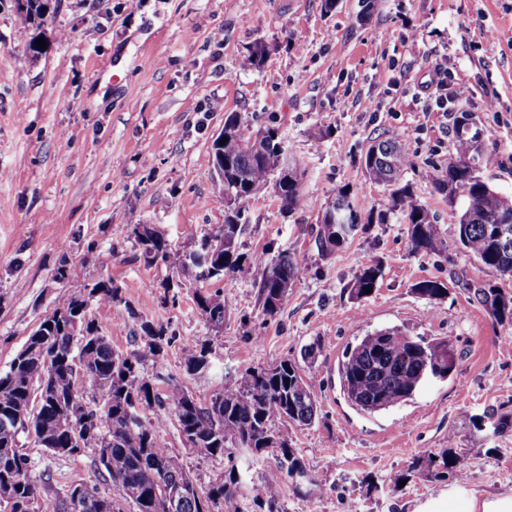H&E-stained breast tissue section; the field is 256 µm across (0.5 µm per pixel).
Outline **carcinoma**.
Listing matches in <instances>:
<instances>
[{
    "label": "carcinoma",
    "mask_w": 512,
    "mask_h": 512,
    "mask_svg": "<svg viewBox=\"0 0 512 512\" xmlns=\"http://www.w3.org/2000/svg\"><path fill=\"white\" fill-rule=\"evenodd\" d=\"M266 53L265 44L255 43L245 56L248 67L261 68ZM477 136L478 130L469 132L461 119L455 120L448 163L436 170L433 184L442 195L462 197L458 242L463 251L478 267L512 279V239L505 240L498 234L504 225L512 229V198L491 189L477 175V168L458 166L467 159L478 163ZM224 140L223 145H211L212 164H224V223L210 234L215 240L216 273L206 276L218 282L251 269V262L238 253V238L246 224L250 202L260 191L275 185L281 208L290 213L301 201L297 168L284 171L285 147L277 127L267 126L253 134L231 112L224 119ZM363 167L371 181L388 189L389 204L385 209L362 208L355 203L352 188H338L332 201L343 207L352 230L361 224H387L396 217L406 225L412 252L431 255L447 250L434 215L419 203L413 183L406 178L412 161L398 141H373L364 150ZM342 232L343 225H336L333 232L326 220L320 221L316 245L321 254L329 255L347 242ZM132 234L146 263L163 264L184 276L191 274L187 254L172 248L155 229L136 224ZM299 272L300 264L287 253L279 255L268 267L259 284L264 315L272 318L280 312ZM382 276L379 262L364 261L349 284L351 298H368L365 288H377ZM465 286L492 320L501 326H512L511 294L474 279L467 280ZM415 292L439 299L446 288L440 281L424 280L415 285ZM91 297L105 303H124L120 288L110 279L72 291L55 302L51 313L13 358L9 370L0 372V491L11 487L10 512H66L68 499L58 495L48 480L37 487L28 457L18 445L19 434L27 433L42 447L69 457L77 456L73 449L81 444L86 449L99 447L98 439L84 437L80 419L62 424L50 400L34 404L33 398L44 383L53 396L64 400L82 397L89 390L107 400V407L97 405L99 399L92 400L91 406V412L98 413V434L108 440L112 458L109 466L103 457H97L98 470L112 482L123 501L135 505L136 512H259L263 508L282 512L278 482L283 478L295 483L298 492L309 495L300 484L306 468L292 448L288 430L282 429L287 423L308 426L317 416L315 387L295 362L283 359L250 370L241 378L224 383L201 403L160 363V356L175 342L166 326L141 320L128 311L137 334L149 338L146 350L130 354L115 351L91 319L86 320V326H78L80 334L76 336L63 330L56 315L72 312ZM195 303L210 326L224 325L229 301L223 290L199 292ZM182 352L185 371L195 374L208 367L212 349L204 341L187 339ZM68 353L80 364L74 367L45 362L47 355ZM149 356L155 364L151 373L144 367ZM455 359V347L449 339H428L396 327L383 328L356 338L345 349L339 366L341 385L357 408L380 412L411 399L432 375L439 381L451 377ZM133 399L142 402L143 413L156 408L170 410L186 445L203 458L224 459L228 477L206 487L198 485L162 443L153 424L145 422L143 415L136 422L128 421L125 405ZM490 422L495 436L512 430V414H493ZM269 446L279 449L274 456L277 485L272 488L270 480H265L250 499L246 494L249 469H239L236 460L242 455L254 458ZM467 465L465 454L452 447L443 448L417 457L407 472L393 477V483L398 486L424 471L434 477L445 473L461 476ZM162 475L170 484L188 486L175 509L158 483Z\"/></svg>",
    "instance_id": "1"
}]
</instances>
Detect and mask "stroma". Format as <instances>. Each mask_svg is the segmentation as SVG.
<instances>
[{
  "label": "stroma",
  "mask_w": 512,
  "mask_h": 512,
  "mask_svg": "<svg viewBox=\"0 0 512 512\" xmlns=\"http://www.w3.org/2000/svg\"><path fill=\"white\" fill-rule=\"evenodd\" d=\"M43 23L0 0V372L60 295L109 279L121 305L92 302L89 314L121 353L144 349L127 311L167 326L184 339L207 341L212 363L189 376L179 346L164 366L199 401L226 376L288 358L313 378L319 417L292 426V440L319 491L314 498L283 483V512H443L449 493L512 498V434L493 437L489 412L512 413V327L498 325L464 283L482 279L512 293V279L479 269L456 244L461 203L431 181L446 161L453 122L475 116L485 131L478 174L512 196V0H50ZM496 38L481 40V29ZM46 47L31 52L30 42ZM258 41L269 48L262 68L243 67ZM440 68L465 70L467 88L450 111L423 108L421 86ZM223 110L208 111L212 100ZM237 112L250 130L279 127L302 173L303 200L286 214L272 191L251 202L238 251L253 264L247 280L197 281L147 265L130 235L134 225L162 231L188 251L224 221L210 146ZM393 137L415 166L407 177L448 242L444 256L413 254L404 224L358 229L344 247L319 256V216L337 187L356 188L362 206L384 205L387 192L361 164L375 138ZM295 254L301 273L281 311L262 313L259 283L279 253ZM378 259L384 276L372 296L351 300L360 265ZM67 261L68 279L56 278ZM447 283L428 300L416 283ZM223 287L230 312L211 328L195 295ZM399 326L413 335L450 337L453 378L426 386L413 400L368 415L343 395L338 360L355 338ZM321 351L304 361L303 350ZM161 439L200 486L224 473L184 444L169 411L148 412ZM34 481L50 478L65 492L80 480L117 497L94 464L93 451L53 454L21 437ZM454 446L467 454L465 477H411L393 487L425 451Z\"/></svg>",
  "instance_id": "stroma-1"
}]
</instances>
